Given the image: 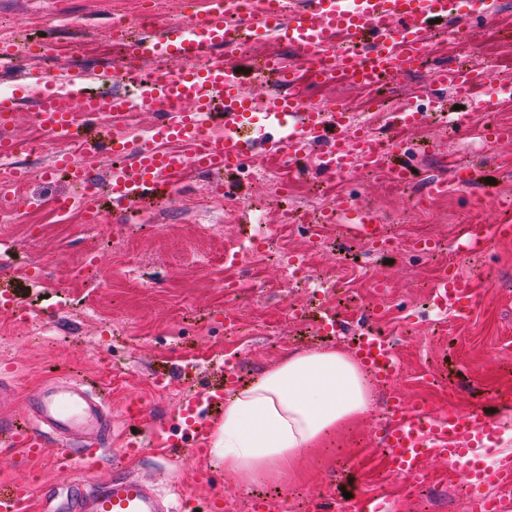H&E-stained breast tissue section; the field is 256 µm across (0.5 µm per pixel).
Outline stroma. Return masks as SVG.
Segmentation results:
<instances>
[{
	"label": "stroma",
	"instance_id": "obj_1",
	"mask_svg": "<svg viewBox=\"0 0 512 512\" xmlns=\"http://www.w3.org/2000/svg\"><path fill=\"white\" fill-rule=\"evenodd\" d=\"M141 2L0 0V34L66 46L64 66L110 75L123 61L113 43L112 19H135ZM500 2L494 21L474 26L457 42L446 43L443 31L433 32L432 60L481 69L495 86H512V0ZM268 52L293 55L273 40L236 52L242 89L258 101L276 88L274 78L255 73L257 56ZM430 73L423 66L388 76L379 94L392 109L420 98L438 119L401 132L384 118L372 120L377 137L392 144L394 159L414 169L413 182L398 186L382 172L361 170L340 184L350 203L379 215L386 235L403 239L404 248L394 252L360 240L347 223L324 225L320 245L310 248L307 223L332 181L316 176L308 157L294 161L264 150L228 174L186 170L172 178L154 207L141 212L115 210L102 196L98 225L60 222L52 202L75 190L53 173L58 149L36 141L33 108L21 106L10 130L19 146L11 164L31 177L27 206L0 221V290L14 297L11 305L0 306V427L19 420L46 381L87 382L112 407L111 445L98 457L99 470L132 474L166 499L175 485L201 498L220 486L229 497V512H250L253 491L214 465L210 451L177 469L163 452L167 436L183 435L180 413L186 398L218 383L225 359L236 361L246 384L288 352L345 349L348 334L377 324L397 340L401 371L396 380L376 384L370 409L299 460L290 478L258 490L287 501L288 512H309L312 501L346 492L385 497L390 512H470L467 498L448 480L454 465L435 453L422 458L425 482L417 493L407 492L404 480L378 461H361L377 446L393 398L438 414L453 407L492 415L512 398V239L491 240L487 251L463 260L454 252L472 225L512 222V168L503 164L512 158V142L491 144L454 133L443 120L457 111L472 127L490 119L512 123V110L490 116L449 90L435 98L420 96ZM458 163L477 170L475 185L418 207L428 180L447 175ZM269 170L286 174L290 191L258 214L254 203L276 190L274 182L258 177ZM285 208L297 218L288 227L289 250L307 254L313 277L330 278L334 287L314 298L311 288L274 261L261 272L264 287L249 285L241 297L226 301L225 264H232L242 281L249 284L252 278L248 262L231 261L245 227L277 228ZM419 235L435 242L433 254L409 250ZM447 268L460 272L478 295L468 316L453 317L432 303V287ZM320 303L335 313L337 334L317 332L313 312ZM228 314L246 324L247 336L226 340ZM159 375L160 386L152 382ZM133 402L145 408L144 421L129 420L127 407ZM138 439L149 440L150 450L128 456L126 441ZM58 444V438H50L45 455L29 460L0 442V484L25 483L36 493L45 487H82L81 471L57 459Z\"/></svg>",
	"mask_w": 512,
	"mask_h": 512
}]
</instances>
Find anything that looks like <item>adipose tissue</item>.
Wrapping results in <instances>:
<instances>
[{
  "label": "adipose tissue",
  "mask_w": 512,
  "mask_h": 512,
  "mask_svg": "<svg viewBox=\"0 0 512 512\" xmlns=\"http://www.w3.org/2000/svg\"><path fill=\"white\" fill-rule=\"evenodd\" d=\"M372 396L362 364L347 352H295L225 401L212 453L240 486L283 478L293 461L365 413Z\"/></svg>",
  "instance_id": "ef3b65f1"
}]
</instances>
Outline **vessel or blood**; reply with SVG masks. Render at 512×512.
Returning <instances> with one entry per match:
<instances>
[{"mask_svg":"<svg viewBox=\"0 0 512 512\" xmlns=\"http://www.w3.org/2000/svg\"><path fill=\"white\" fill-rule=\"evenodd\" d=\"M238 0H211L203 16L189 22H171L158 38L128 43L129 55L144 57H176L184 69L164 78L160 93L168 105L153 129L160 142L191 146L192 154L140 149L133 168L111 169L107 187L114 205L145 206V192L186 163L207 172H219L241 166L252 151L254 140L244 134L248 113H264L279 136L269 139L273 152L301 157L311 146H318L323 157L320 169L328 175L342 176L367 162H381L382 145L370 122L358 119L343 106L313 107L304 104L297 94L274 92L261 101L242 94L239 74L234 62L236 36L228 20L239 17L242 25L256 29L259 38L288 44L298 52L300 67L315 77L327 72L344 74L356 84H364L378 74H403L424 61L430 51L429 31L433 20L446 22L448 34L459 37L474 20L493 21L497 15L496 0H471L461 14L450 15L448 0H307L305 7L290 9L288 0H254L253 12L240 16ZM221 46L225 55L214 56L212 48ZM435 84L452 89L457 96L468 97L483 88L485 74L480 70L464 71L454 66L434 70ZM224 110V132H208L214 118V104ZM145 99L117 96L101 104L91 99H77L75 94L37 95L34 108L48 136H70L78 126L86 127L91 137L84 142V156L74 159L57 157L56 166L66 168L71 180L84 188L82 201L89 221H96L98 186L91 174L89 157L99 144L114 153L128 150L120 137L121 129L134 122ZM19 107L18 101L0 99V157L15 154L16 143L8 130ZM427 114L413 103H405L388 111L389 127H419ZM110 124L112 135L102 132ZM474 183V171L467 165H455L451 179L435 178L427 185V193L436 196L448 188L465 191ZM324 223L343 221L352 224L358 236L371 243L384 238L378 215L337 202L322 211ZM512 237V224H492L487 230H473L457 251L470 254L483 249L487 238ZM473 290L455 274H444L434 291V304L441 310L458 315L469 312L475 302ZM354 351L367 370L376 378L389 379L395 367L388 337L371 334L358 337ZM224 411V390L202 388L184 404L188 434L204 442L210 425ZM388 424L381 437L386 466L390 473L409 477L421 471L424 449L456 463L467 460L466 482L475 488L472 512H512V500L505 493L512 489V463L484 467L482 450L492 447L501 424L483 412L460 413L448 410L440 419L418 410H410L402 401L388 408ZM112 413L106 403L82 384L70 381L46 386L30 409L14 425L10 433L12 446L31 455L42 452V439L52 433L66 437L83 433L97 437L109 434ZM84 459L88 493L74 496L59 490L41 495V512H187L191 497L180 494L173 503L163 504L153 489L136 477L114 478L95 469L91 460L94 449L81 451ZM486 486L501 488L498 496L483 494ZM29 497L26 485L12 484L0 488V512H21ZM313 512H377L373 498L358 497L342 503L328 497L315 503Z\"/></svg>","mask_w":512,"mask_h":512,"instance_id":"b4317fda","label":"vessel or blood"}]
</instances>
